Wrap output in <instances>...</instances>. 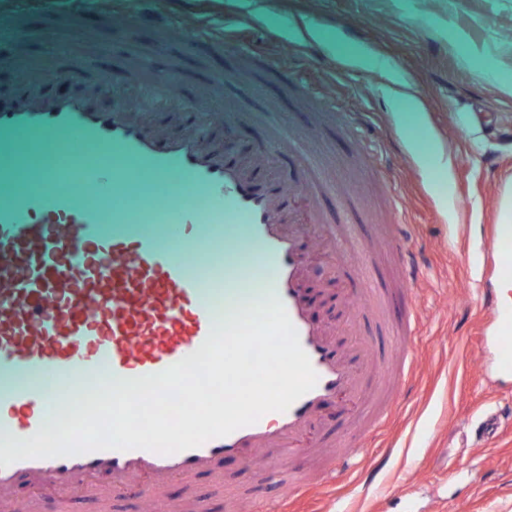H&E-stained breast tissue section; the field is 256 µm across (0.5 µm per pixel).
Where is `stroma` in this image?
<instances>
[{
    "instance_id": "1",
    "label": "stroma",
    "mask_w": 512,
    "mask_h": 512,
    "mask_svg": "<svg viewBox=\"0 0 512 512\" xmlns=\"http://www.w3.org/2000/svg\"><path fill=\"white\" fill-rule=\"evenodd\" d=\"M179 26L129 30L119 0L80 20L84 37L46 43L47 18L14 20L0 11V96L17 95L18 70L44 80L59 55L95 56L102 71L132 67L135 52L173 75L175 92L198 101L205 143L237 134L251 143L282 128L302 136L347 191L362 221L357 239L395 274L380 235L398 221L419 266L415 368L387 425L368 438L354 467L292 495L270 485V506L287 512H512V377L500 374L482 339L498 324L482 312L480 285L499 284L504 263L488 255L500 221L499 194L512 186V93L496 81L512 75V0H176ZM198 22L245 40L251 56H200L187 49ZM111 30L104 41L102 30ZM379 59L358 61L360 50ZM275 53L293 75L276 92L278 74H262L258 56ZM475 66L463 63V55ZM219 73L231 83L216 81ZM332 101L322 109L319 99ZM249 99L236 130L226 108ZM359 126L351 137L346 122ZM80 163L56 155L34 129L0 135V196L19 197L45 183L44 163ZM500 410L497 436L479 437L485 411ZM251 469L224 462V485L197 477L175 483L173 501L200 512H229L225 489L246 490Z\"/></svg>"
}]
</instances>
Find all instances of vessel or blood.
<instances>
[{"mask_svg":"<svg viewBox=\"0 0 512 512\" xmlns=\"http://www.w3.org/2000/svg\"><path fill=\"white\" fill-rule=\"evenodd\" d=\"M123 7L139 25L166 28L174 21L159 0H125ZM96 67L93 60L58 65L52 76L66 81ZM133 80L132 72L117 70L111 80L88 82L83 94L51 98L31 81L24 98H0V131L27 126L49 137L67 135V149L84 160L73 175L92 192L88 199L45 191L0 201V374L34 371L43 378L0 392V450L16 453L36 435L58 434L91 409L87 396L100 392L103 379L116 391L143 385L147 375L196 354L206 339L276 302L284 303L318 380L287 410L174 454L102 450L0 467V512L14 503L21 479L35 492L37 512H64L70 492L92 482L107 507L141 479L160 512H192L190 503L168 500L169 486L202 474L223 484L229 457L253 469V497L283 472L302 490L320 453L306 441L321 408L341 404L335 460L348 463L393 415L413 370L408 343L418 269L401 225L386 232L398 271L391 281L373 255L352 259L335 225L312 210L316 194L341 199L345 193L332 183L312 186L302 153L284 152L272 138L243 157L225 144L204 145L191 129L163 135L134 116L125 99ZM106 95L115 100L108 110L99 105ZM116 151L135 160L144 176L183 178L199 195L172 193L152 213H105L98 200L112 194ZM317 223L327 251L337 256L338 278L349 285L340 298V324L315 320L305 288L311 261L302 227ZM236 224L248 229L247 264L202 276L184 249L223 243ZM213 278L223 287H211ZM361 308L390 322L401 350L395 362L377 360L371 343H340Z\"/></svg>","mask_w":512,"mask_h":512,"instance_id":"b4317fda","label":"vessel or blood"}]
</instances>
